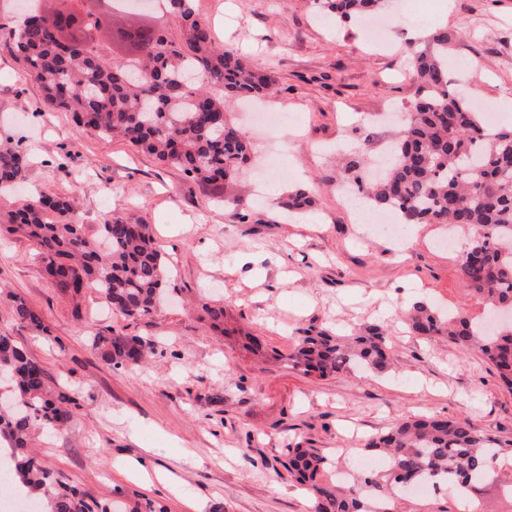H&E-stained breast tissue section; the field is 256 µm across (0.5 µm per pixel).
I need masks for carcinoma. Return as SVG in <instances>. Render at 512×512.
<instances>
[{
    "label": "carcinoma",
    "mask_w": 512,
    "mask_h": 512,
    "mask_svg": "<svg viewBox=\"0 0 512 512\" xmlns=\"http://www.w3.org/2000/svg\"><path fill=\"white\" fill-rule=\"evenodd\" d=\"M170 22L149 29L150 47L140 58L119 60L100 44L102 31L86 17L79 38L62 36L60 16L81 13L75 0H58L33 12L16 32L0 25L27 78L43 92L44 104L72 114L76 126L101 138L120 137L193 179L228 188L250 161L252 146L228 116L229 102L277 91L271 68L241 58L215 43L194 0H167ZM340 21L387 8V0H311ZM455 34L437 30L410 52L421 97L396 133L384 175L370 181L365 161L345 163L348 181L371 204L391 211L401 224H455L472 230L460 263L465 289L490 315L512 308V126L490 128L477 105L448 72ZM30 165L19 145H0V192L22 182ZM315 191L300 188L275 202L288 212H309ZM75 213L74 199L46 196L0 209V228L32 241L45 275L62 293L77 297L96 289L112 310L137 319L151 314L165 293L170 269L141 220L106 218L101 251ZM200 319L213 329L224 324V303H204ZM14 321L48 332L24 299L12 298ZM423 338L446 335L459 348L479 351L512 388V324L492 330L487 322L444 314L423 301L409 315ZM388 331L364 335L302 331L288 361L306 373L328 376L355 367L382 372L390 365ZM148 342L102 331L92 346L115 366L135 365ZM9 406L0 408V464L11 484L26 488L38 512H165L149 500L123 504L97 501L46 468L30 450L31 432L59 431L70 421L71 399L53 391L40 365L7 335L0 334V382ZM509 443L492 439L468 421L440 417L406 419L369 440L365 448L384 454V470L344 483L325 480L326 458L315 448L288 451L283 466L309 487L313 512H394V497L417 481L448 485L470 498L499 481L500 462L512 458Z\"/></svg>",
    "instance_id": "1"
}]
</instances>
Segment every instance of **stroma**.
I'll use <instances>...</instances> for the list:
<instances>
[{"instance_id":"35a3bbf8","label":"stroma","mask_w":512,"mask_h":512,"mask_svg":"<svg viewBox=\"0 0 512 512\" xmlns=\"http://www.w3.org/2000/svg\"><path fill=\"white\" fill-rule=\"evenodd\" d=\"M218 45L273 67L284 113L269 129L230 117L253 145L245 179L254 183L268 142L279 148L282 193L318 190L314 223L285 220L269 197L249 192L248 219L216 205L213 186L137 151L119 138L79 130L48 110L40 88L0 42V140L30 153L20 195L75 196L78 221L95 236L105 217L149 226L171 263V302L130 319L94 289L63 294L44 276L33 243L0 234V285L42 317L47 333L17 325L0 296V333L12 336L75 401L68 427L39 435L35 451L70 484L99 500L137 493L167 512H312L308 493L285 470L290 448H315L328 467L374 461L365 444L413 415L470 421L512 441V390L480 353L446 337L412 335L405 317L423 299L472 320L485 308L465 290L461 248L438 244L441 225L393 237L374 230L335 186V152L375 155L381 130L369 114L412 106L411 43L445 29L454 75L475 89L480 109L512 100V0H392V30L363 39L358 21L317 13L309 0H196ZM224 303V328L200 318L205 301ZM81 320H74L73 309ZM389 328L388 372L320 378L287 361L300 330ZM101 330L153 342L145 363L113 366L91 345ZM259 337L252 349L249 336ZM394 512H463L447 490L406 493Z\"/></svg>"}]
</instances>
